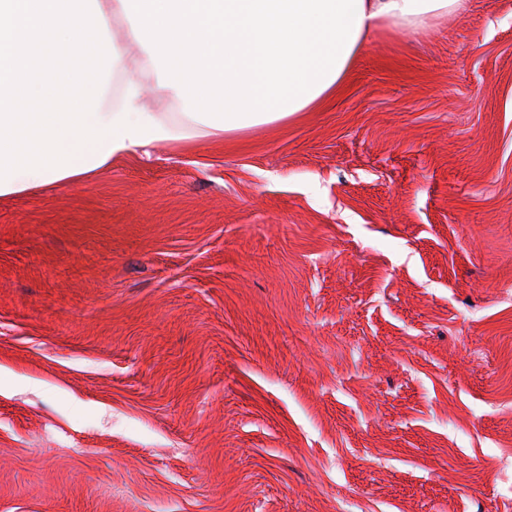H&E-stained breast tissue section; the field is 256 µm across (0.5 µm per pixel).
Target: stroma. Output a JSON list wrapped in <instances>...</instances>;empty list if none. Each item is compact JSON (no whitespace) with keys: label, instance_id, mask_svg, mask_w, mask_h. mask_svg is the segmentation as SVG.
<instances>
[{"label":"stroma","instance_id":"1","mask_svg":"<svg viewBox=\"0 0 512 512\" xmlns=\"http://www.w3.org/2000/svg\"><path fill=\"white\" fill-rule=\"evenodd\" d=\"M0 512H512V0L1 197Z\"/></svg>","mask_w":512,"mask_h":512}]
</instances>
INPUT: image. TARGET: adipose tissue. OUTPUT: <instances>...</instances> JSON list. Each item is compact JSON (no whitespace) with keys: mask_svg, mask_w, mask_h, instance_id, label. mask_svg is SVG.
Returning a JSON list of instances; mask_svg holds the SVG:
<instances>
[{"mask_svg":"<svg viewBox=\"0 0 512 512\" xmlns=\"http://www.w3.org/2000/svg\"><path fill=\"white\" fill-rule=\"evenodd\" d=\"M469 0H0V197L89 180L118 154L288 120L335 93L366 42L416 31ZM140 45L112 39L113 15ZM103 58L75 111L39 106L58 83L36 63L62 49ZM162 72L177 117L144 111L143 86L112 92L116 67Z\"/></svg>","mask_w":512,"mask_h":512,"instance_id":"1","label":"adipose tissue"}]
</instances>
